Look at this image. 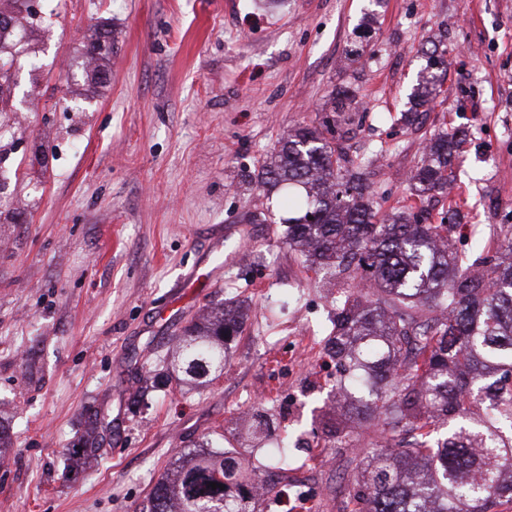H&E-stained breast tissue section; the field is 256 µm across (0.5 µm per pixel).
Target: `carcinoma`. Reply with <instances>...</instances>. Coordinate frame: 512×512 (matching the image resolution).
Returning <instances> with one entry per match:
<instances>
[{"mask_svg": "<svg viewBox=\"0 0 512 512\" xmlns=\"http://www.w3.org/2000/svg\"><path fill=\"white\" fill-rule=\"evenodd\" d=\"M29 0H0V115L14 111L8 29L29 23ZM107 51L95 57L97 42ZM115 52L112 33L92 27L83 70L96 82ZM443 55L433 49L410 95L409 124L441 92ZM330 121L301 125L279 141L256 175L280 193L288 247L336 286L333 334L345 381L364 385L361 412L380 441L354 479L350 512H500L512 504V230L460 252L453 224L378 218L360 165L332 144ZM411 176L419 197L448 194V132L433 133ZM239 316L219 307L179 337L174 369L188 382L224 371V337ZM100 415L86 421L93 453ZM217 483L212 489L209 483ZM256 482L228 453H196L161 478L151 512H251Z\"/></svg>", "mask_w": 512, "mask_h": 512, "instance_id": "1", "label": "carcinoma"}]
</instances>
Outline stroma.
I'll use <instances>...</instances> for the list:
<instances>
[{
  "mask_svg": "<svg viewBox=\"0 0 512 512\" xmlns=\"http://www.w3.org/2000/svg\"><path fill=\"white\" fill-rule=\"evenodd\" d=\"M17 32L21 74L4 137L15 201L0 213V512H149L180 450L212 440L278 486L307 483L306 512H343L379 437L350 412L334 444L324 413L340 379L324 339L331 304L250 182L281 138L336 115L381 212L447 210L481 236L512 225V0H41ZM99 22L117 52L106 82L77 63ZM444 52L442 92L423 132L400 121L425 67ZM366 52L348 64L355 46ZM464 130L450 196L412 194L424 132ZM224 234V268L204 291L205 245ZM241 304L224 373L178 382L177 333L206 307ZM271 435L238 439L246 407ZM99 452L72 455L94 412Z\"/></svg>",
  "mask_w": 512,
  "mask_h": 512,
  "instance_id": "35a3bbf8",
  "label": "stroma"
}]
</instances>
